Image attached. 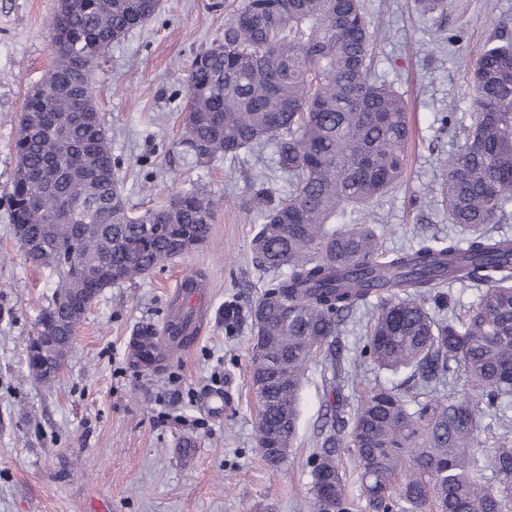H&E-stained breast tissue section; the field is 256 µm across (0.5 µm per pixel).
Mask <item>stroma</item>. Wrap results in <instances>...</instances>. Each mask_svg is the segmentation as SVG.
Masks as SVG:
<instances>
[{
  "label": "stroma",
  "mask_w": 512,
  "mask_h": 512,
  "mask_svg": "<svg viewBox=\"0 0 512 512\" xmlns=\"http://www.w3.org/2000/svg\"><path fill=\"white\" fill-rule=\"evenodd\" d=\"M380 34L375 75L407 104L412 135L403 182L373 207L386 243L405 248L415 233H445L441 162L462 144L441 123L468 124L469 73L491 39L512 38V0H448L428 13L422 0H362ZM233 0H158L155 15L113 44L96 76L115 176L134 211L179 188L220 200L207 242L142 277L105 289L77 328L52 383L28 369L29 344L54 293V275L27 259L9 220L14 144L28 90L54 61V0H0V512H308L307 459L326 412L322 363L300 396L292 453L281 467L263 461L250 389L249 309L266 278L252 263L261 183L278 193L288 178L267 145L235 163L187 164L183 133L190 64L222 38ZM205 281L206 331L162 374L133 366L126 341L162 331L182 279ZM237 308L228 327L225 311ZM231 386L229 416L206 410L208 391Z\"/></svg>",
  "instance_id": "1"
}]
</instances>
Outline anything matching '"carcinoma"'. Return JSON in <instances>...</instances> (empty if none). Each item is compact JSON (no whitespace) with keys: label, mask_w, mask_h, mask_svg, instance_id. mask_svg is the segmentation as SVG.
<instances>
[{"label":"carcinoma","mask_w":512,"mask_h":512,"mask_svg":"<svg viewBox=\"0 0 512 512\" xmlns=\"http://www.w3.org/2000/svg\"><path fill=\"white\" fill-rule=\"evenodd\" d=\"M158 0H79L51 17L53 42L82 56L56 59L28 91L23 111L46 121L62 112H97L98 52L109 50L156 11ZM375 30L360 0H242L224 24V41L190 66L183 159L234 160L275 146L288 195L268 185L257 204L264 223L252 239L256 268L272 275L251 305V390L257 442L270 467L283 466L296 436L299 398L310 363L325 353L333 403L308 457L311 512L336 495V512H356L341 450L353 453L365 512H512V237L500 231L512 204V40L486 46L472 71L471 124L445 161L448 223L465 237L421 236L388 249L365 208L401 181L409 138L400 95L372 76ZM8 209L13 227L41 238L26 257L56 275L42 318L82 320L78 298L112 280H131L194 250L209 238L216 203L194 189L135 214L112 173L108 131L99 119L73 125L59 142L39 127L15 142ZM53 167L60 193L43 209L26 197ZM96 266L90 281L81 266ZM454 283L478 291L461 315L446 316ZM376 302L358 357L381 370H410L397 386L376 384L345 413L338 336ZM56 349L28 355L39 362ZM463 372L471 391L448 394ZM499 431L494 450L479 434Z\"/></svg>","instance_id":"1"}]
</instances>
